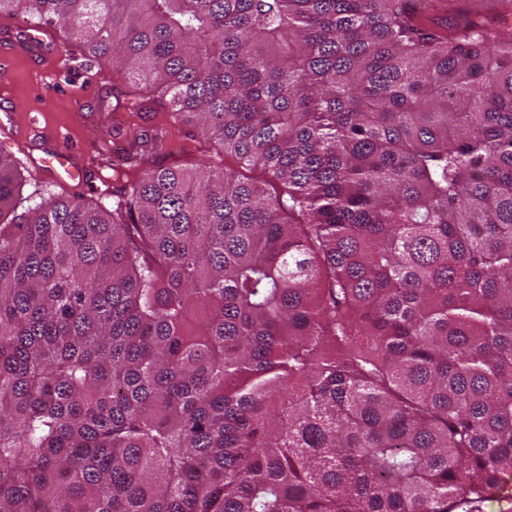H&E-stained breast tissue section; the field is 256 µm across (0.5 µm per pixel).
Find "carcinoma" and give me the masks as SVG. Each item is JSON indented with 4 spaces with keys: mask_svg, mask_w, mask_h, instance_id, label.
I'll return each instance as SVG.
<instances>
[{
    "mask_svg": "<svg viewBox=\"0 0 512 512\" xmlns=\"http://www.w3.org/2000/svg\"><path fill=\"white\" fill-rule=\"evenodd\" d=\"M425 0H0L284 192L17 212L0 512H478L512 473V30Z\"/></svg>",
    "mask_w": 512,
    "mask_h": 512,
    "instance_id": "carcinoma-1",
    "label": "carcinoma"
}]
</instances>
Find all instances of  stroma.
Returning a JSON list of instances; mask_svg holds the SVG:
<instances>
[{
  "label": "stroma",
  "instance_id": "stroma-1",
  "mask_svg": "<svg viewBox=\"0 0 512 512\" xmlns=\"http://www.w3.org/2000/svg\"><path fill=\"white\" fill-rule=\"evenodd\" d=\"M68 59V66L61 67L49 57L36 68L17 57L0 68V113L14 115L11 124L0 125V154L18 162L23 207L52 195L111 206L113 189L138 176L126 166L113 169L112 162L130 151L143 129L158 130L165 146L142 147L141 167H233V160L206 143L195 127L174 123L167 107L149 112L116 108V101L131 99L136 87L111 63L78 50ZM62 146L84 166L82 186L56 180L49 168V152Z\"/></svg>",
  "mask_w": 512,
  "mask_h": 512
}]
</instances>
